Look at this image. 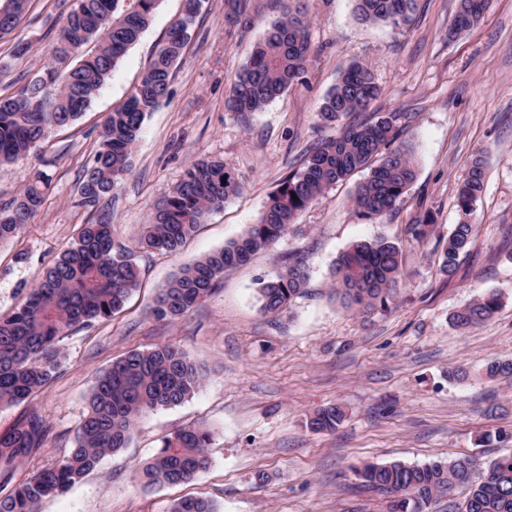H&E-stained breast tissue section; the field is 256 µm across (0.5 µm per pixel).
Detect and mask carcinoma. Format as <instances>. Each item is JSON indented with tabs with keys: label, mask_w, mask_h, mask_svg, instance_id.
<instances>
[{
	"label": "carcinoma",
	"mask_w": 512,
	"mask_h": 512,
	"mask_svg": "<svg viewBox=\"0 0 512 512\" xmlns=\"http://www.w3.org/2000/svg\"><path fill=\"white\" fill-rule=\"evenodd\" d=\"M29 0H9L0 11V39L19 25ZM54 39L52 56L71 59L67 70L47 64L27 75L18 90L0 97V166L27 158L51 131L80 118L99 94L118 62L148 28L160 0H77ZM489 0H459L448 26L452 42L475 27ZM203 0H185V9L158 43L154 57L130 96L104 119L100 141L80 186L82 203L96 206L112 195L130 172L146 117L168 98L173 71L191 42ZM418 11V0H355L359 20L404 31ZM266 23L246 63L227 91V110L241 119L259 112L302 80L312 62L309 20L304 0H224V26L241 37ZM379 87L365 64H350L319 106L322 123L336 134L316 142L300 168L288 174L269 196L258 221L238 238L180 269L160 289L154 314L178 319L217 289L229 268L288 232L298 216L327 190L362 173L353 203L366 218L395 210L406 201L416 179L412 145L398 142L400 115L370 111ZM485 186L484 162H473L456 194L460 221L448 235L440 271L453 276L457 259L472 239L469 216ZM47 175L37 172L22 191L0 207V244L15 238L42 210L49 190ZM245 184L222 160H195L167 194L153 221L143 226L140 247L176 253L206 222L208 215L241 195ZM433 217L423 212L407 233L422 240ZM400 248L384 238L349 245L331 270L342 305L352 311L386 308L397 295L402 272ZM140 271L126 249L115 245L112 213L98 210L82 225L77 239L45 270L26 300L0 315V408L32 400L59 372L60 342L68 332L107 321L122 311L139 286ZM306 266L290 261L262 283L261 309L280 315L304 293ZM500 306L499 294L487 293L457 311L459 328L489 320ZM486 377L512 382V360L489 362ZM208 376L204 364L173 343L147 351L133 350L101 371L78 424L70 454L49 467L21 474L44 447L50 428L36 409L27 410L0 433V512H40L48 498L59 496L97 470L103 459L129 447L139 421L159 408L177 406L198 392ZM344 410L328 405L314 412L308 426L333 431ZM213 433L203 423L172 432L143 467L145 488L186 484L206 471ZM469 457L411 465L401 461L368 463L356 470L362 486L389 498L388 512H431L442 497L469 489L459 512H512V454L494 459L482 479L472 477ZM170 512H219L205 497H185Z\"/></svg>",
	"instance_id": "obj_1"
}]
</instances>
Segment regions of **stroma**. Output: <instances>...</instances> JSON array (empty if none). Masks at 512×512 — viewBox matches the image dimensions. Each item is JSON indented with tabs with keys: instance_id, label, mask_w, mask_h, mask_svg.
Here are the masks:
<instances>
[{
	"instance_id": "35a3bbf8",
	"label": "stroma",
	"mask_w": 512,
	"mask_h": 512,
	"mask_svg": "<svg viewBox=\"0 0 512 512\" xmlns=\"http://www.w3.org/2000/svg\"><path fill=\"white\" fill-rule=\"evenodd\" d=\"M73 0H30L0 56L13 42H32L29 57L0 74V95L51 63L49 52ZM458 0H418L407 30L359 22L353 0H308L313 62L304 79L267 106L238 119L226 91L245 62L255 33H224V0H206L194 36L174 70L169 99L145 121L131 171L103 205L116 242L133 250L140 284L112 319L71 330L65 360L30 405L0 409V432L34 407L51 435L30 463L52 465L70 452L98 373L133 350L173 343L203 362L205 385L181 405L139 424L129 448L41 512H169L178 499L202 496L220 512H386L385 497L359 489L365 462L421 464L472 457L478 468L512 453V384L484 378L492 359H512V0H490L484 18L460 39L444 34ZM183 0H161L148 29L129 49L91 107L55 128L34 155L0 168V204L29 174L51 178L47 202L14 241L0 245V314L20 305L51 261L75 239L91 209L79 186L106 113L122 104L180 17ZM367 64L380 93L372 108L398 112L402 140L415 148L417 179L393 212L363 218L351 197L356 180L337 184L298 217L276 243L243 266L226 270L216 293L179 320L157 318L155 297L183 265L237 238L257 222L270 192L297 169L305 149L332 133L319 106L340 71ZM220 158L246 189L205 224L180 253L145 252L138 237L165 193L191 161ZM484 160L485 189L472 216L474 235L454 277L440 253L454 224L458 184ZM434 217L424 240L409 238L418 206ZM387 238L402 250V282L388 308L354 313L342 307L331 269L349 244ZM302 258L305 292L289 313L264 314L259 288L288 259ZM498 292L494 316L476 327L452 326L454 312ZM472 377L449 381L448 370ZM341 405L333 431L309 428L315 410ZM198 422L213 432L209 468L191 483L146 489L140 468L174 430ZM266 481H257V473Z\"/></svg>"
}]
</instances>
